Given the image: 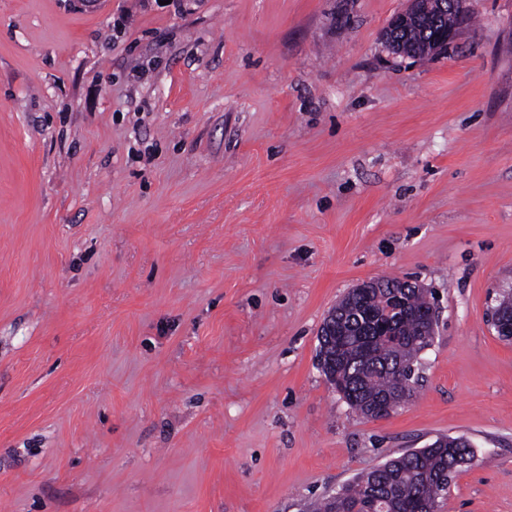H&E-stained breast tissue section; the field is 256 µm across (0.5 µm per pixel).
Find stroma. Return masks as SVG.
Returning <instances> with one entry per match:
<instances>
[{"label":"stroma","instance_id":"obj_1","mask_svg":"<svg viewBox=\"0 0 512 512\" xmlns=\"http://www.w3.org/2000/svg\"><path fill=\"white\" fill-rule=\"evenodd\" d=\"M0 0V512H306L441 436L512 512V0ZM382 276L438 310L369 420L317 365ZM424 1L408 0V7L394 18L386 31L385 40L393 54L418 56L412 51L411 44L415 41V36L425 35L428 32L433 33L432 44L434 51L437 52L448 49V46L456 40L459 28L448 29V27L456 26L457 19L459 23L464 21L468 14L467 4L471 0H437L435 13L427 12V10L433 11L434 0L428 1L427 10ZM445 13L448 17L442 20L445 26H441L440 21ZM429 38L430 34L420 37L412 45L422 54H428L432 50L428 42Z\"/></svg>","mask_w":512,"mask_h":512}]
</instances>
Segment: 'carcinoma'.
Instances as JSON below:
<instances>
[{
  "instance_id": "cac0c4a2",
  "label": "carcinoma",
  "mask_w": 512,
  "mask_h": 512,
  "mask_svg": "<svg viewBox=\"0 0 512 512\" xmlns=\"http://www.w3.org/2000/svg\"><path fill=\"white\" fill-rule=\"evenodd\" d=\"M382 283L378 290L351 291L334 306L336 323L352 333L339 345L336 374L346 385L347 404L365 417L376 403L394 411L411 396L429 345L422 322L432 308L428 291L395 278ZM397 295L403 309L385 314ZM473 457L456 439H438L362 472L311 512H438L452 477Z\"/></svg>"
}]
</instances>
